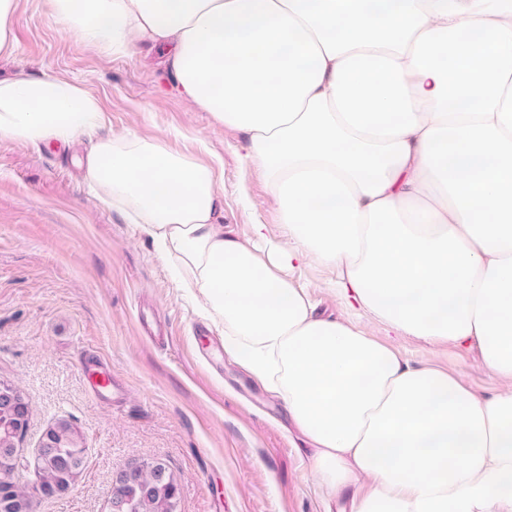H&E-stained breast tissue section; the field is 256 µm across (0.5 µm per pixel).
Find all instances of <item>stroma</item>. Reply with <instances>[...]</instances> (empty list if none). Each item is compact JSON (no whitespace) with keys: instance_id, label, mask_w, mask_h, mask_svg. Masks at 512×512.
I'll return each instance as SVG.
<instances>
[{"instance_id":"1","label":"stroma","mask_w":512,"mask_h":512,"mask_svg":"<svg viewBox=\"0 0 512 512\" xmlns=\"http://www.w3.org/2000/svg\"><path fill=\"white\" fill-rule=\"evenodd\" d=\"M14 37L0 79L50 75L82 85L105 111L99 137L132 130L222 167L225 233L247 242L262 224L282 235L264 172L239 156L241 133L185 101L155 50H92L64 31L48 0H19ZM94 139L66 147L0 140V380L20 387L30 406L20 452L33 457L61 419L86 448L75 485L41 499L37 512H108L114 475L136 461L174 475L177 512H342L348 496L322 495L310 446L283 401L225 354L223 330L179 288L151 239L90 190L81 161ZM288 275L319 314L343 318L326 289L329 269L312 261ZM359 323L479 395L499 388L478 350L395 336L367 316ZM90 365L116 377L114 400L90 392Z\"/></svg>"}]
</instances>
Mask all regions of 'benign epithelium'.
Listing matches in <instances>:
<instances>
[{
    "label": "benign epithelium",
    "mask_w": 512,
    "mask_h": 512,
    "mask_svg": "<svg viewBox=\"0 0 512 512\" xmlns=\"http://www.w3.org/2000/svg\"><path fill=\"white\" fill-rule=\"evenodd\" d=\"M1 415L12 417L16 423L6 430L0 428V492L19 488V481L16 479L19 469H33L36 483L26 488L25 496L15 495L8 499V503L11 504L9 512H35L38 498L65 493L74 485L81 466L75 465L65 474L58 475L52 468V461L55 448L64 441L75 448L84 447L82 435L69 422L60 420L47 428L36 455L26 461L19 453L18 445L27 430L29 404L20 390L4 382H0ZM152 470L159 472L161 478L166 480V484H176L174 476L159 463L131 465L120 471L113 479L109 512H127V489Z\"/></svg>",
    "instance_id": "7a95c632"
}]
</instances>
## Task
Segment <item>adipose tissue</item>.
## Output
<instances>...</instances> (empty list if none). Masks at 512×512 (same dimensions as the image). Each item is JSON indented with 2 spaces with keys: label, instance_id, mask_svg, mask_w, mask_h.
I'll list each match as a JSON object with an SVG mask.
<instances>
[{
  "label": "adipose tissue",
  "instance_id": "adipose-tissue-1",
  "mask_svg": "<svg viewBox=\"0 0 512 512\" xmlns=\"http://www.w3.org/2000/svg\"><path fill=\"white\" fill-rule=\"evenodd\" d=\"M89 48L166 53L180 94L241 133L285 228L225 235L211 166L132 132L87 179L174 261L224 350L313 446L350 512H512V0H49ZM104 123L53 76L0 81V140L68 145ZM318 261L348 317L287 268ZM477 348L481 396L353 318Z\"/></svg>",
  "mask_w": 512,
  "mask_h": 512
}]
</instances>
